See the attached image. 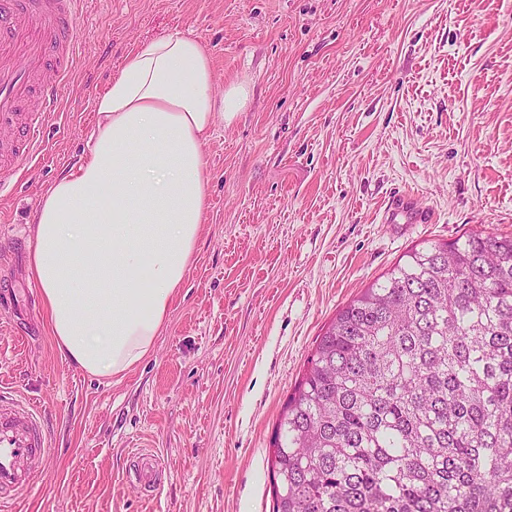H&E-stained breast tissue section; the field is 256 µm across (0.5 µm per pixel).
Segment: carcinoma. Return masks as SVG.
I'll use <instances>...</instances> for the list:
<instances>
[{"label": "carcinoma", "instance_id": "obj_1", "mask_svg": "<svg viewBox=\"0 0 512 512\" xmlns=\"http://www.w3.org/2000/svg\"><path fill=\"white\" fill-rule=\"evenodd\" d=\"M270 471L273 512H512V235L414 249L342 307Z\"/></svg>", "mask_w": 512, "mask_h": 512}]
</instances>
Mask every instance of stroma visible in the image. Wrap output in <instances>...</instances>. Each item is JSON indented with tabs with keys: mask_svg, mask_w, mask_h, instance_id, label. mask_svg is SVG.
Here are the masks:
<instances>
[{
	"mask_svg": "<svg viewBox=\"0 0 512 512\" xmlns=\"http://www.w3.org/2000/svg\"><path fill=\"white\" fill-rule=\"evenodd\" d=\"M43 158L0 193V393L47 440L22 512H273L275 425L337 311L413 249L512 234V0H84ZM197 38L249 102L204 147L194 263L124 376L63 359L28 269L43 192L88 150L94 103L149 39ZM431 220H385L394 195ZM161 459L134 479L138 449Z\"/></svg>",
	"mask_w": 512,
	"mask_h": 512,
	"instance_id": "obj_1",
	"label": "stroma"
}]
</instances>
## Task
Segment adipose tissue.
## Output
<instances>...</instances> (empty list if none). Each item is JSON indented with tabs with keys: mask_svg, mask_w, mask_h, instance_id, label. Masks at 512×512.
<instances>
[{
	"mask_svg": "<svg viewBox=\"0 0 512 512\" xmlns=\"http://www.w3.org/2000/svg\"><path fill=\"white\" fill-rule=\"evenodd\" d=\"M212 86L198 40L142 42L96 100L83 162L43 194L29 268L62 357L90 376L124 375L149 354L192 265L204 146L249 98Z\"/></svg>",
	"mask_w": 512,
	"mask_h": 512,
	"instance_id": "adipose-tissue-1",
	"label": "adipose tissue"
}]
</instances>
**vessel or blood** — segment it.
Instances as JSON below:
<instances>
[{"mask_svg":"<svg viewBox=\"0 0 512 512\" xmlns=\"http://www.w3.org/2000/svg\"><path fill=\"white\" fill-rule=\"evenodd\" d=\"M82 0H0V191L17 176V155L43 150L41 130L59 107L78 46L76 20ZM430 219L409 197L392 199L388 221ZM45 448L39 417L29 403L0 399V495L27 487Z\"/></svg>","mask_w":512,"mask_h":512,"instance_id":"b4317fda","label":"vessel or blood"}]
</instances>
